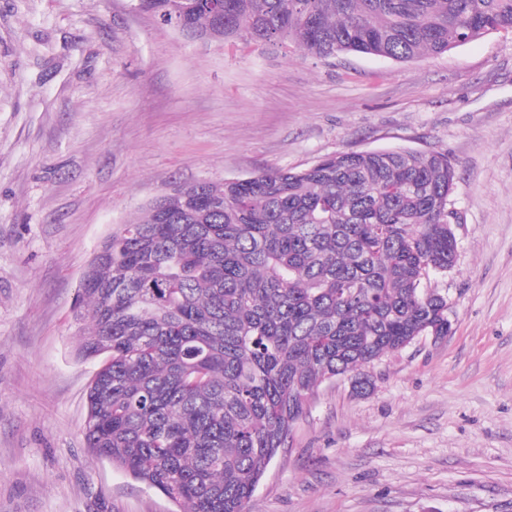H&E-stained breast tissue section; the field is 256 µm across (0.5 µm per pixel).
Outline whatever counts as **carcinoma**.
Listing matches in <instances>:
<instances>
[{
    "mask_svg": "<svg viewBox=\"0 0 512 512\" xmlns=\"http://www.w3.org/2000/svg\"><path fill=\"white\" fill-rule=\"evenodd\" d=\"M198 40H293L407 62L512 32V0H131ZM448 154L341 152L299 171L174 186L103 240L79 288L103 361L84 438L181 506L248 512L317 386L446 336Z\"/></svg>",
    "mask_w": 512,
    "mask_h": 512,
    "instance_id": "carcinoma-1",
    "label": "carcinoma"
}]
</instances>
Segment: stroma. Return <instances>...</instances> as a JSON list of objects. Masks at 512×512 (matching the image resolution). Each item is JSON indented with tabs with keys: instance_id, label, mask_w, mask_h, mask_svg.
I'll return each mask as SVG.
<instances>
[{
	"instance_id": "stroma-1",
	"label": "stroma",
	"mask_w": 512,
	"mask_h": 512,
	"mask_svg": "<svg viewBox=\"0 0 512 512\" xmlns=\"http://www.w3.org/2000/svg\"><path fill=\"white\" fill-rule=\"evenodd\" d=\"M447 153L452 331L317 388L251 512H512V33L412 62L203 42L130 0H0V512H174L83 437L101 241L176 185Z\"/></svg>"
}]
</instances>
